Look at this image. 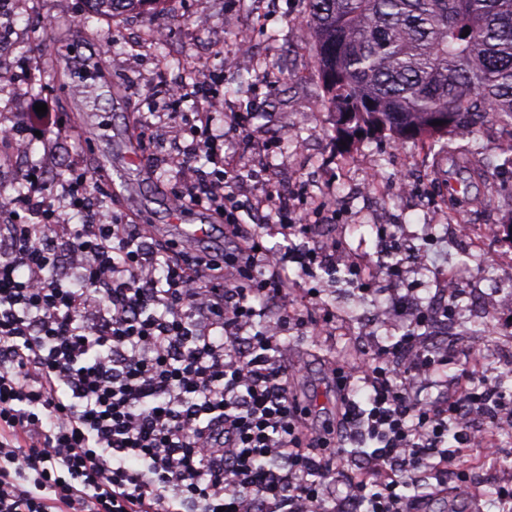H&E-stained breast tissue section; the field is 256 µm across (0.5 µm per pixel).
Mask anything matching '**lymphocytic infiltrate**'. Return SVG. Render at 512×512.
Instances as JSON below:
<instances>
[{
	"label": "lymphocytic infiltrate",
	"mask_w": 512,
	"mask_h": 512,
	"mask_svg": "<svg viewBox=\"0 0 512 512\" xmlns=\"http://www.w3.org/2000/svg\"><path fill=\"white\" fill-rule=\"evenodd\" d=\"M190 159L175 176L176 206L224 214L230 251L205 270L159 259L120 221L60 224L77 195L38 207L37 223L8 225L0 247V512H408L405 475L447 468V437L469 441L495 386L461 372L452 394L415 398L430 374L417 354L403 373L390 359L410 351L402 336L375 366L344 382L365 391L343 399L348 431L373 441L363 471L337 497L324 479L335 454L306 436L288 385L280 337L289 330L288 263L309 270L321 249L264 248L245 223L274 210L294 235L306 226L275 194L237 200L234 171L195 180ZM67 264L75 277L53 271ZM283 305L256 328L258 304Z\"/></svg>",
	"instance_id": "obj_1"
}]
</instances>
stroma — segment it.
<instances>
[{"label":"stroma","mask_w":512,"mask_h":512,"mask_svg":"<svg viewBox=\"0 0 512 512\" xmlns=\"http://www.w3.org/2000/svg\"><path fill=\"white\" fill-rule=\"evenodd\" d=\"M36 10L14 19L18 40L8 52L23 80L11 101L0 99V120L27 121L35 104H46L58 127L48 138L27 132L14 167L0 169V193L17 194L30 176L62 188L75 174H89V203L123 223L140 225L152 251L178 256L170 200L177 185L172 158L197 140L221 133L227 114L254 118L242 139L222 142L226 169L238 171L239 200L257 187L289 194L291 212L310 226L287 236L277 216L255 225L270 249L335 243L336 260L301 272L289 264L291 310L306 324L291 328L286 347L291 385L301 407L311 408L313 428L335 422L338 393L333 367L365 362L413 330L435 361L424 401L454 389L465 369L502 380L512 391V303L498 301L512 288V238L503 226L512 217V167L479 182L481 205L449 202L448 159L439 146L400 143L370 132L342 137L338 114L314 67L307 26L308 0H166L153 14L95 16L87 0H35ZM205 28H198V18ZM207 76L211 95L225 110L198 121L190 99L169 108L164 97L146 100L138 84L164 90L182 81L195 86ZM142 162L132 166L131 153ZM411 197H401L403 178ZM373 187L374 203L351 193L352 184ZM443 224H479L486 247L468 253L440 232ZM364 273L358 288L353 267ZM450 272L458 285L448 330L431 324L409 327L392 315L396 297L413 293L428 307ZM497 463L487 462L479 443L448 441L460 470L429 471L409 483L408 495L425 498L427 512H498L495 491L512 485V429L495 434ZM454 494L439 493L440 481Z\"/></svg>","instance_id":"obj_1"}]
</instances>
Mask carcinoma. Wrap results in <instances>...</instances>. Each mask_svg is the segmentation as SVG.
I'll return each mask as SVG.
<instances>
[{
  "label": "carcinoma",
  "instance_id": "obj_1",
  "mask_svg": "<svg viewBox=\"0 0 512 512\" xmlns=\"http://www.w3.org/2000/svg\"><path fill=\"white\" fill-rule=\"evenodd\" d=\"M89 2L114 15L163 0ZM308 3L317 70L346 123L398 142L447 135L443 149L466 172L494 166L455 140L489 121L512 128V0Z\"/></svg>",
  "mask_w": 512,
  "mask_h": 512
}]
</instances>
